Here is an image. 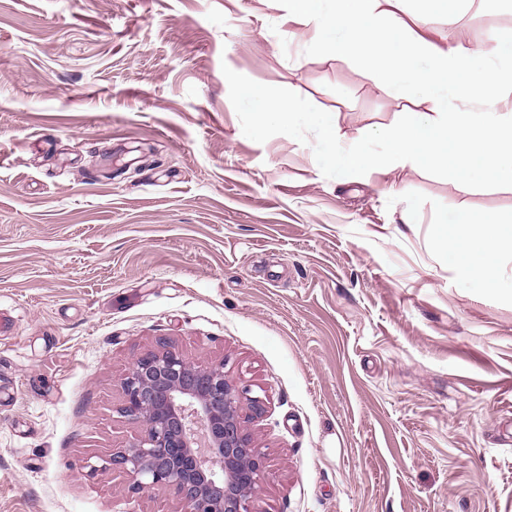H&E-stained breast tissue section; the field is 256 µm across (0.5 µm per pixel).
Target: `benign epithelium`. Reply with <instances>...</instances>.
I'll return each mask as SVG.
<instances>
[{"mask_svg": "<svg viewBox=\"0 0 512 512\" xmlns=\"http://www.w3.org/2000/svg\"><path fill=\"white\" fill-rule=\"evenodd\" d=\"M122 391L140 439L110 462L134 491L166 489L187 512H251L265 470L242 414H262L261 397L230 383L224 363L194 366L170 347L137 357Z\"/></svg>", "mask_w": 512, "mask_h": 512, "instance_id": "1", "label": "benign epithelium"}]
</instances>
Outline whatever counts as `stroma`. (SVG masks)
Wrapping results in <instances>:
<instances>
[{
  "instance_id": "35a3bbf8",
  "label": "stroma",
  "mask_w": 512,
  "mask_h": 512,
  "mask_svg": "<svg viewBox=\"0 0 512 512\" xmlns=\"http://www.w3.org/2000/svg\"><path fill=\"white\" fill-rule=\"evenodd\" d=\"M426 35L495 55L512 0ZM288 101L373 152L427 108L288 0H0V512H184L85 468L136 444L121 381L162 340L264 397L253 512H512V251L484 288L438 222L512 230V185L339 171L258 123Z\"/></svg>"
}]
</instances>
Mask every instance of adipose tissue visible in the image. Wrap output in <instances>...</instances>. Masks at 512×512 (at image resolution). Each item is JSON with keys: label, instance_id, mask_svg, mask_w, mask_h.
<instances>
[{"label": "adipose tissue", "instance_id": "obj_1", "mask_svg": "<svg viewBox=\"0 0 512 512\" xmlns=\"http://www.w3.org/2000/svg\"><path fill=\"white\" fill-rule=\"evenodd\" d=\"M432 0H288V14L303 20L330 55L361 62L367 77L401 100L422 99L430 107L410 113L395 127L385 155L342 149L343 167H374L380 159L413 164L432 159L450 164L455 177L470 185L493 181L512 185V113L483 106L512 91V46L497 60L465 45H438L427 39ZM473 104L470 112L460 103ZM453 234L442 241L449 257H463L468 277L492 289L497 285L493 254L512 250V233L501 231L489 214L459 213Z\"/></svg>", "mask_w": 512, "mask_h": 512}]
</instances>
